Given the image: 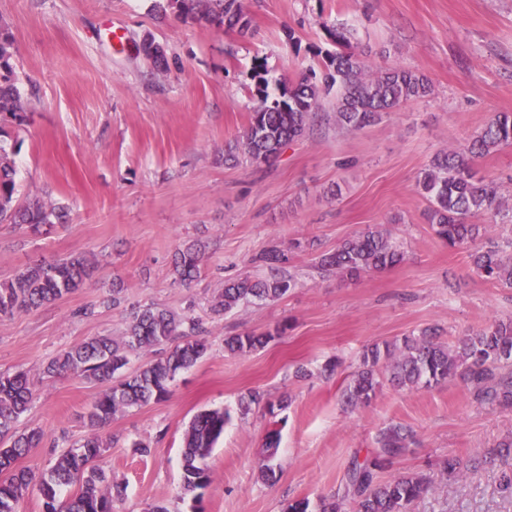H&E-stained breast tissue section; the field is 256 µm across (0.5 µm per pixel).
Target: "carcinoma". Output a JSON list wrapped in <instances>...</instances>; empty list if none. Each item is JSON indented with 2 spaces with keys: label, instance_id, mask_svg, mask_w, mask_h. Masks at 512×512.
I'll return each instance as SVG.
<instances>
[{
  "label": "carcinoma",
  "instance_id": "cac0c4a2",
  "mask_svg": "<svg viewBox=\"0 0 512 512\" xmlns=\"http://www.w3.org/2000/svg\"><path fill=\"white\" fill-rule=\"evenodd\" d=\"M166 6L183 18L209 25L236 27L245 33L251 20L241 0H167ZM327 41L339 47L322 52L321 73L311 71L295 83L283 85L278 93L268 92V69L256 58L252 79L260 105L250 115L241 143V153L229 152L226 160L238 162L244 155L255 164H270L291 141L301 137L319 106L321 91L337 88L336 122L359 131L401 105L424 99L433 92L431 80L423 73L405 68H388L373 78L363 77L366 68L359 55L348 50L347 30L325 28ZM14 37L0 19V124H22L25 112L15 71ZM512 145V113L499 112L473 139L470 153L484 154L500 146ZM14 161L0 145V224H25L36 232L46 224H59L66 214L60 207L38 200L21 203L17 198ZM417 187L428 199V223L451 249H466L476 272L485 280L512 287V257L499 246H479L487 231L485 224L469 220L500 207L496 185L477 176L472 159L455 151L434 157L417 180ZM202 247L190 242L178 249L173 272L182 284L199 275ZM404 252L384 233L367 227L331 252L317 257L315 268L322 274L359 275L401 264ZM266 268L261 278L249 276L229 280L214 296L210 312L220 318L240 307L285 296L296 286L288 274V253L273 246L255 258ZM95 270V262L76 253L50 263H33L0 282V319L19 310L54 303L84 287ZM201 323L154 306L136 308L122 335L90 338L52 359L46 373L76 374L104 385L91 403L87 423L91 433L79 444L65 450L46 470L20 468L17 461L38 445L39 430H21V416L34 397L33 384L24 371L0 373V512H21V501L32 492L39 495L43 512H112L114 497L122 494L112 481L111 471L101 461L112 445L100 431L114 416L165 399L177 375L194 366L207 353L201 339ZM271 334L243 333L224 338V350L237 356L256 351ZM158 348L161 357L135 371H128L130 356L140 350ZM512 364V319L498 321L448 345L434 329L392 341L366 346L356 370L343 391L350 407L365 405L382 385L383 374L398 388L428 389L458 376L471 385L476 399L512 405V371L501 369ZM227 414L222 409L198 414L185 433L182 450V487L194 493L209 482L204 461L224 433ZM408 433L400 425L384 429L371 455L355 462L349 472L344 495L323 499L316 512H409L410 506L429 491L430 480L414 473L377 480L378 472L402 458L408 450ZM280 432L266 437V464L263 472L274 473V460ZM75 488L67 498L63 489Z\"/></svg>",
  "mask_w": 512,
  "mask_h": 512
}]
</instances>
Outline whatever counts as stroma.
<instances>
[{
    "mask_svg": "<svg viewBox=\"0 0 512 512\" xmlns=\"http://www.w3.org/2000/svg\"><path fill=\"white\" fill-rule=\"evenodd\" d=\"M159 0H0L13 34L27 119L0 139L16 169L18 197L67 207L69 221L34 234L0 224V281L37 260L82 253L92 281L59 301L0 320V372L23 370L37 396L20 426L45 435L20 459L41 471L89 429L84 414L99 385L46 374L61 351L96 336H120L131 306L153 305L199 319L206 355L180 374L169 397L116 415L109 467L123 484L112 512H284L289 501L343 494L354 460L392 424L410 432L409 451L380 480L427 473L432 490L412 512H512L502 471L512 468V405L481 403L455 378L429 389L383 383L367 405L341 393L371 343L440 330L452 343L512 317V288L480 277L465 252L449 249L425 218L418 174L440 153L467 151L499 112H512V0H243L251 19L237 29L161 11ZM123 28L116 45L105 27ZM347 29L369 73L400 66L424 73L430 97L360 131L336 123L335 93L273 163L225 162L257 107L254 58L272 82H292L324 45L326 27ZM163 46L159 71L136 55ZM502 198L484 216L489 241L512 240V146L475 160ZM400 247L405 261L352 277L317 274L315 259L366 226ZM204 244L201 273L175 282L186 241ZM288 253L298 284L283 298L214 319L209 305L225 280L264 275L253 261L270 247ZM270 333L247 356L225 337ZM341 361L324 376L327 360ZM285 409L241 415L249 390ZM224 409V434L205 464L201 498L181 484L183 437L193 417ZM281 422L276 476L263 477L265 434ZM150 448L134 452L133 443ZM490 457L478 476L446 477L448 458Z\"/></svg>",
    "mask_w": 512,
    "mask_h": 512,
    "instance_id": "35a3bbf8",
    "label": "stroma"
}]
</instances>
